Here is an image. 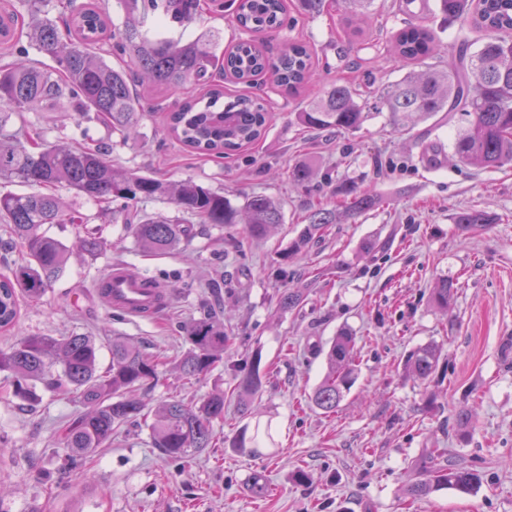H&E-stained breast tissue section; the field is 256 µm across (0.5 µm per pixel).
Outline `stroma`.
Returning <instances> with one entry per match:
<instances>
[{"mask_svg": "<svg viewBox=\"0 0 512 512\" xmlns=\"http://www.w3.org/2000/svg\"><path fill=\"white\" fill-rule=\"evenodd\" d=\"M287 4L293 36L308 44L328 79L376 89L406 72L404 62L368 43L347 46L336 11L312 17L299 0ZM139 91L150 115L139 137L125 142L68 112H27L12 126L51 143L108 148L127 169L167 184L191 179L238 205L253 193L274 197L283 224L251 240L240 226L195 223L169 200L143 202L140 214L193 227L177 251L153 256L125 239L122 224L100 205L58 188L83 223L52 226L49 235L68 244L82 229L110 247L71 257L63 278L40 301L22 304L16 324L0 330V349L27 336L87 334L101 346L104 369L108 345L119 335L173 359L184 350L183 324L214 306L229 316L236 336L223 365L192 380L160 372L142 393L152 403L199 399L230 388L233 364L260 357L267 381L256 409L271 422L275 444L255 453L235 448L248 419L228 402L202 454L168 458L153 448L145 427H125L100 448L84 480L64 467L58 432L79 404L49 392L22 404L0 372V512H512V165L424 167L409 136L394 132L382 115L353 134L305 129L294 114L316 87L291 96L268 73L254 88L273 111L266 138L216 161L165 133V109L202 96L206 85L171 91L146 84ZM378 160L383 172L372 185L380 206L338 219L317 243L282 260L314 203L332 209L341 201L335 185H295L290 168L308 162L323 173L355 177L372 173ZM467 209L489 213L493 224L459 230L455 216ZM375 238L388 241V249L365 254L364 243ZM118 263L173 286L169 306L142 317L104 307L94 285ZM442 277L456 285L444 311L431 301ZM288 286L305 291L298 310L279 306ZM343 329L356 340L358 378L336 412L327 413L312 406L310 395ZM430 342L442 348L436 372L425 380L404 377L408 353ZM462 411L473 415L464 437L454 422ZM429 448L446 449L449 462L478 472L477 491L445 489L408 501L404 489ZM301 471L307 480L298 479ZM259 477L267 494L253 491Z\"/></svg>", "mask_w": 512, "mask_h": 512, "instance_id": "obj_1", "label": "stroma"}]
</instances>
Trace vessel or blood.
Instances as JSON below:
<instances>
[{
    "label": "vessel or blood",
    "instance_id": "obj_1",
    "mask_svg": "<svg viewBox=\"0 0 512 512\" xmlns=\"http://www.w3.org/2000/svg\"><path fill=\"white\" fill-rule=\"evenodd\" d=\"M104 281L113 310L131 317L158 313L170 301L167 289L121 266L111 267Z\"/></svg>",
    "mask_w": 512,
    "mask_h": 512
}]
</instances>
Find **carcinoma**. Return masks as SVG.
I'll list each match as a JSON object with an SVG mask.
<instances>
[{
  "instance_id": "obj_1",
  "label": "carcinoma",
  "mask_w": 512,
  "mask_h": 512,
  "mask_svg": "<svg viewBox=\"0 0 512 512\" xmlns=\"http://www.w3.org/2000/svg\"><path fill=\"white\" fill-rule=\"evenodd\" d=\"M45 0H20L17 10L0 11V44L11 51L25 39L48 55L53 65L32 62L20 56L0 66V180L19 182L32 192H1L0 223L8 228V246L20 261L0 275V327L13 325L22 301L34 302L59 281L67 268L70 248L47 235V224H80L82 218L66 208L61 199L47 192L61 183L77 196L97 203L121 201L112 212L139 248L154 255L174 251L191 236L192 228L166 217H145L133 211L143 200L166 197L183 212L203 224L226 228L244 221L249 238H266L283 223L279 202L267 195L252 194L235 206L230 199L192 180L169 185L112 164L108 151L51 144L42 136L32 138L10 129L12 118L25 112H73L89 114L125 139L146 117L137 94L139 79L173 91L205 77L214 69L250 85L271 72L283 90L297 92L319 80L311 53L296 38L285 40L272 60L255 36L280 32L289 27L285 0H231L233 22L247 37L224 52L212 35L194 40L171 37L174 25L184 26L199 13L200 0H115L123 12L122 25L112 24L106 7L81 5L57 24L41 16ZM343 38L365 39L367 18L374 0H343ZM396 0L395 8L407 16L404 27L386 40L394 57L411 66L399 79L375 92L339 80L324 81L318 93L296 113L297 124L317 131H358L376 113L388 114L398 131H409L432 118L451 122L456 114L468 117L453 145L456 162L476 168H501L512 164V0ZM457 26L454 48L448 62L434 66L441 39L431 26L435 18ZM477 31L479 45L469 39ZM117 56L112 66L108 57ZM270 115L264 100L247 94H229L219 85L205 95L175 105L169 111L170 133L200 155L222 158L264 139ZM436 144L421 145L419 160L430 167L442 164ZM309 163L294 165L291 181L308 185L317 177ZM344 209L354 217L375 208L380 198L375 190L353 179H341ZM334 212L320 208L298 237L288 245L285 257L300 252L322 237L334 222ZM492 217L482 210L458 213L456 224L463 230L484 227ZM76 249L97 254L109 244L97 237L77 240ZM455 292L454 281L443 278L433 289V303L448 308ZM303 302L300 288H286L280 304L290 311ZM187 349L177 361L186 379L198 378L218 364L232 348L235 336L224 319L207 310L183 326ZM354 337L339 333L327 352L328 373L311 395L312 404L334 412L357 379ZM100 346L91 336H26L6 350L0 349V372L9 373L13 396L32 404L40 400L38 390L75 397L82 405L61 433L70 470L82 476L97 450L123 426L147 422L153 447L171 459H183L211 447L213 422L224 419V393L199 400L161 401L150 410L130 394L147 380H157L166 361L147 353L122 336L112 337L111 363L99 370ZM441 357L440 348L429 343L413 349L405 371L421 380L432 376ZM266 372L253 358L242 373L233 376L232 395L245 416L252 415ZM272 441L270 425L255 422L243 428L236 447L255 452ZM435 464L419 471L406 488V495L422 498L435 491L469 492L481 484L478 473L457 464H441L442 453L429 449Z\"/></svg>"
}]
</instances>
